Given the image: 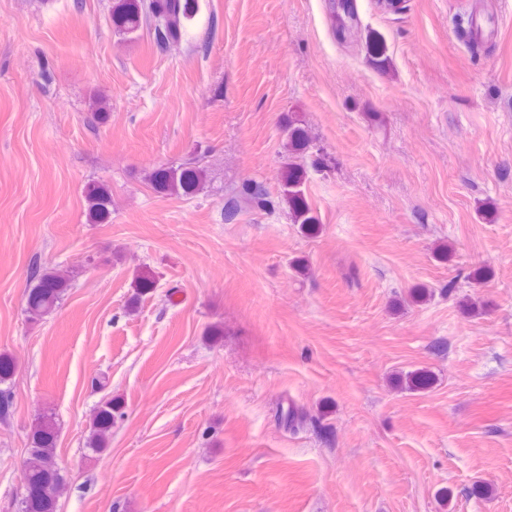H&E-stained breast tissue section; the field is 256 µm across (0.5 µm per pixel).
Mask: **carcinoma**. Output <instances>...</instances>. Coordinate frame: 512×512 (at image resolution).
Segmentation results:
<instances>
[{
    "instance_id": "1",
    "label": "carcinoma",
    "mask_w": 512,
    "mask_h": 512,
    "mask_svg": "<svg viewBox=\"0 0 512 512\" xmlns=\"http://www.w3.org/2000/svg\"><path fill=\"white\" fill-rule=\"evenodd\" d=\"M199 11L198 0H112V23L118 33L131 35L142 29L151 32L154 42L161 47L178 40L186 23ZM287 154L280 169L281 201L288 205L295 224L306 232L317 229V220L311 215L303 186L307 171L301 158L312 146L307 130L299 120H291L285 128ZM146 180L164 192L194 195L206 187L207 168L200 161L187 162L177 167H159L146 173ZM224 220H234L242 211L270 213L279 206L265 185L247 180L238 187L226 190ZM86 216L92 224H104L111 215L112 193L108 185L94 183L86 191ZM70 286L69 277L55 268L45 267L33 274L25 293V311L28 319L36 322L49 315L59 304ZM121 403L108 399L101 403L90 423L89 448L104 452L109 444L112 423L122 415ZM277 419L286 429L295 430L307 424V414L294 406H279ZM58 428L53 413L39 414L30 425L27 457L23 465V480L34 488V494L21 499L20 512H58L60 494L66 484L64 470L56 460L55 448Z\"/></svg>"
}]
</instances>
